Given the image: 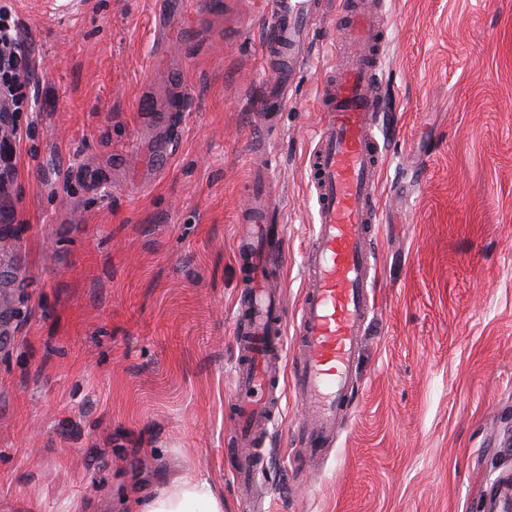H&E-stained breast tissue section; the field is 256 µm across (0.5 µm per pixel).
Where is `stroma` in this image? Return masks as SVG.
<instances>
[{"label": "stroma", "instance_id": "35a3bbf8", "mask_svg": "<svg viewBox=\"0 0 512 512\" xmlns=\"http://www.w3.org/2000/svg\"><path fill=\"white\" fill-rule=\"evenodd\" d=\"M11 0L40 59L0 257V512H141L163 485L208 481L224 512H485L512 469V0H385L389 147L374 243L378 313L352 405L325 457L303 458L280 385L250 501L224 461L248 270L238 216L270 164L295 322L316 219L320 119L336 0L268 104L262 0ZM186 106L180 131L158 116ZM150 458L143 467L142 458Z\"/></svg>", "mask_w": 512, "mask_h": 512}]
</instances>
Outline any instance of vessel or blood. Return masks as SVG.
<instances>
[{
  "label": "vessel or blood",
  "instance_id": "vessel-or-blood-1",
  "mask_svg": "<svg viewBox=\"0 0 512 512\" xmlns=\"http://www.w3.org/2000/svg\"><path fill=\"white\" fill-rule=\"evenodd\" d=\"M339 5L349 15V52L325 70L322 82V113L310 154L317 224L305 253L306 291L294 338L283 334L281 303L263 274L267 264L284 258L267 247L271 203L266 192L250 191L241 219L240 239L251 249V267L242 284L236 329L245 338L247 360L234 376L232 404L236 445L249 456L248 468L233 475L244 498L267 465L258 429L274 420L272 391L289 342L299 349L289 388L301 406L304 452L321 456L333 446L336 423L349 408L351 370L376 313L371 272L377 254L371 243L380 221L379 178L386 157L377 134L383 109L378 52L385 25L374 20L368 0H339ZM265 9L270 18L265 45L278 62L268 92L279 98L287 88L288 67L306 62L304 47L324 10L321 0H265Z\"/></svg>",
  "mask_w": 512,
  "mask_h": 512
}]
</instances>
